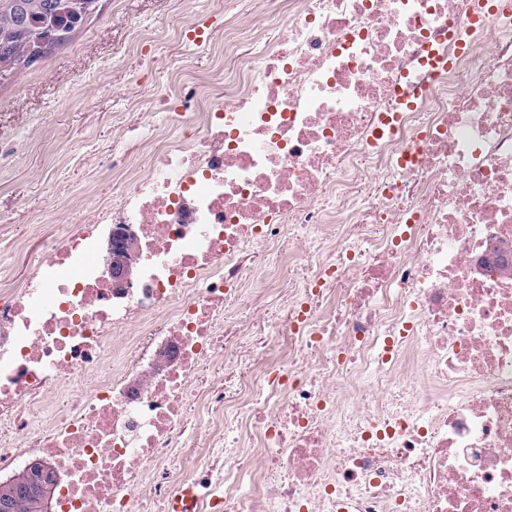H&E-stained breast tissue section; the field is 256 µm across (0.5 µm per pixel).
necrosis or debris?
<instances>
[{
  "label": "necrosis or debris",
  "instance_id": "1",
  "mask_svg": "<svg viewBox=\"0 0 512 512\" xmlns=\"http://www.w3.org/2000/svg\"><path fill=\"white\" fill-rule=\"evenodd\" d=\"M170 42L224 67L131 95L147 166L113 155L0 275V481L51 469V512H512V20L226 0ZM108 229L102 234V239L108 235ZM107 272L112 279L113 288L123 291L132 287L135 265L139 259L137 235L130 224H118L109 233L106 245ZM117 254L119 259H115Z\"/></svg>",
  "mask_w": 512,
  "mask_h": 512
}]
</instances>
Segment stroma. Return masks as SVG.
<instances>
[{"label": "stroma", "mask_w": 512, "mask_h": 512, "mask_svg": "<svg viewBox=\"0 0 512 512\" xmlns=\"http://www.w3.org/2000/svg\"><path fill=\"white\" fill-rule=\"evenodd\" d=\"M97 16L72 41L16 79L0 82V134L18 150L0 165V226L30 240L18 254L0 240V268L23 279L43 240L31 237L30 218L72 208L90 211L88 169L111 156L117 143L112 115L134 90L161 81L160 67L144 64L127 43L131 31L177 26L167 0H101Z\"/></svg>", "instance_id": "obj_1"}]
</instances>
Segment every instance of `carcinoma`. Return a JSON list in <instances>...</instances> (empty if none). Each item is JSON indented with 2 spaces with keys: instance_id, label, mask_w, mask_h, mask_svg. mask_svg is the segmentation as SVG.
<instances>
[{
  "instance_id": "obj_1",
  "label": "carcinoma",
  "mask_w": 512,
  "mask_h": 512,
  "mask_svg": "<svg viewBox=\"0 0 512 512\" xmlns=\"http://www.w3.org/2000/svg\"><path fill=\"white\" fill-rule=\"evenodd\" d=\"M98 3L99 0H79L86 13L77 16L70 11L74 0H0V45L8 48L7 55L0 54V80L40 58L34 51L29 29H38L42 24L60 26L63 40L67 41L96 12ZM0 499L11 501L14 512H37L34 495L22 485L0 482Z\"/></svg>"
}]
</instances>
